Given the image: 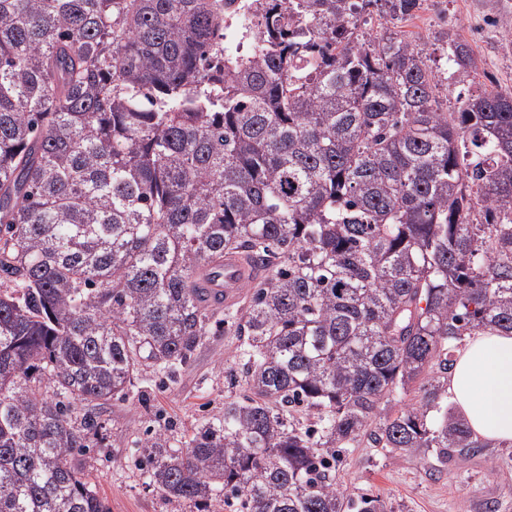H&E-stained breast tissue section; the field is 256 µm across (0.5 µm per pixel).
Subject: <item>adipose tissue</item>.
Here are the masks:
<instances>
[{"label":"adipose tissue","mask_w":512,"mask_h":512,"mask_svg":"<svg viewBox=\"0 0 512 512\" xmlns=\"http://www.w3.org/2000/svg\"><path fill=\"white\" fill-rule=\"evenodd\" d=\"M448 394L476 435L512 441V334L469 337L448 373Z\"/></svg>","instance_id":"ef3b65f1"}]
</instances>
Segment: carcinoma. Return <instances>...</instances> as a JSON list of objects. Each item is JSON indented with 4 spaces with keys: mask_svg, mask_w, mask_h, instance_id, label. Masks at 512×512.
<instances>
[{
    "mask_svg": "<svg viewBox=\"0 0 512 512\" xmlns=\"http://www.w3.org/2000/svg\"><path fill=\"white\" fill-rule=\"evenodd\" d=\"M0 0V512H110L73 463L97 410L235 338L224 410L136 443L149 484L208 512H387L336 483L365 438L447 461L486 443L448 406L465 336L512 332V94L441 111L448 75L369 8L258 0ZM240 251L247 305L197 271ZM420 384L419 404L387 409Z\"/></svg>",
    "mask_w": 512,
    "mask_h": 512,
    "instance_id": "cac0c4a2",
    "label": "carcinoma"
}]
</instances>
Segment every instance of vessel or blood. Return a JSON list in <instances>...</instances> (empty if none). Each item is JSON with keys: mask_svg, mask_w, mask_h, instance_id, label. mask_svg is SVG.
<instances>
[{"mask_svg": "<svg viewBox=\"0 0 512 512\" xmlns=\"http://www.w3.org/2000/svg\"><path fill=\"white\" fill-rule=\"evenodd\" d=\"M261 277V271L244 254L228 252L220 268L206 265L200 268L199 278L202 287L207 288L211 296L219 298L223 307L234 306L245 288Z\"/></svg>", "mask_w": 512, "mask_h": 512, "instance_id": "b4317fda", "label": "vessel or blood"}]
</instances>
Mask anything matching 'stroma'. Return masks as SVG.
<instances>
[{"label": "stroma", "instance_id": "35a3bbf8", "mask_svg": "<svg viewBox=\"0 0 512 512\" xmlns=\"http://www.w3.org/2000/svg\"><path fill=\"white\" fill-rule=\"evenodd\" d=\"M512 0H423L398 29L431 55L434 69L448 68L446 44L467 40L480 60L478 81L512 92ZM231 336L207 337L195 361L175 382L154 387L146 399L111 401L101 416L99 446L75 457L111 512H188L149 486L134 459V443L157 429L179 434L224 407V369L232 358ZM336 481L350 498L381 497L389 512H512V442H493L465 460L442 464L430 452L397 454L360 443L342 451Z\"/></svg>", "mask_w": 512, "mask_h": 512}]
</instances>
